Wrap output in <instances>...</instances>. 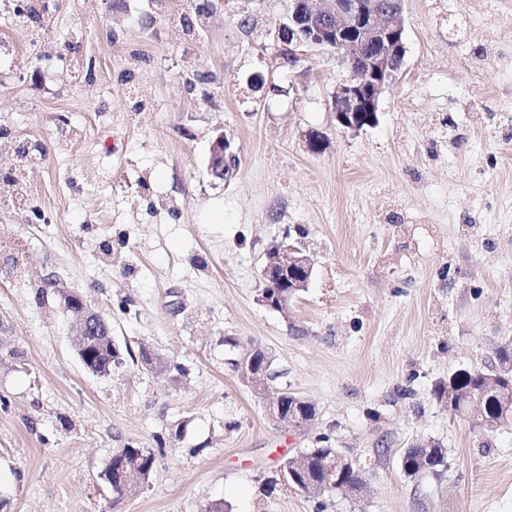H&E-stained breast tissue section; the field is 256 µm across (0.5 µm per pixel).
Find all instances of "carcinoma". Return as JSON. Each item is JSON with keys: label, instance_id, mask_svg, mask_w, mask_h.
I'll return each instance as SVG.
<instances>
[{"label": "carcinoma", "instance_id": "cac0c4a2", "mask_svg": "<svg viewBox=\"0 0 512 512\" xmlns=\"http://www.w3.org/2000/svg\"><path fill=\"white\" fill-rule=\"evenodd\" d=\"M487 372L481 368H464L453 372L448 380L436 384L433 393L438 400L448 398V390L462 396H474L483 400V407L493 419H499L503 414L501 402L485 391ZM278 406L281 419L300 417L304 420L316 417V407L308 399L288 391L279 393ZM139 460L138 473L142 482L150 479L154 469V456L143 448H119L112 454L113 493H121L116 481L121 477L125 463L132 459ZM447 462V451L440 443L431 442V446L423 447L417 443L405 449L399 460V466L404 476L416 480L430 473ZM284 475V480L276 478L265 481L262 487L263 495L272 496L280 487H291L296 490L310 487L323 493L339 484H347L354 489L359 488L361 479L354 470H336V449L329 445L312 448L304 453V460L282 459L278 465Z\"/></svg>", "mask_w": 512, "mask_h": 512}]
</instances>
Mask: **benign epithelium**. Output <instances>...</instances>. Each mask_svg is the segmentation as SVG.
I'll list each match as a JSON object with an SVG mask.
<instances>
[{
    "label": "benign epithelium",
    "mask_w": 512,
    "mask_h": 512,
    "mask_svg": "<svg viewBox=\"0 0 512 512\" xmlns=\"http://www.w3.org/2000/svg\"><path fill=\"white\" fill-rule=\"evenodd\" d=\"M291 8L275 28V38L288 51L293 63L306 50L319 47L336 53L349 75L336 83L332 95V112L338 125L351 131L370 126L377 119L379 101L387 87L395 83L406 54L404 42V0H290ZM237 163L229 152V142L219 134L210 148L207 170L224 178ZM313 260L298 242H281L265 253L261 276L264 287L258 303L288 314L289 297L308 288ZM287 288L280 294L276 288ZM67 305L82 311L74 350L84 368L92 371V358L112 346L108 321L85 309L82 296L65 293ZM251 353L240 359L245 382L254 392L267 396L270 389L266 371L255 373ZM451 411L468 420L473 427L485 430L497 427L488 418L479 401L462 400Z\"/></svg>",
    "instance_id": "benign-epithelium-1"
}]
</instances>
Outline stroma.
<instances>
[{"mask_svg": "<svg viewBox=\"0 0 512 512\" xmlns=\"http://www.w3.org/2000/svg\"><path fill=\"white\" fill-rule=\"evenodd\" d=\"M22 2L0 0V175L36 148L25 205L0 196V512H512V423L433 396L512 339V0H405L401 76L357 132L331 111L335 54L284 59L288 0H221L191 33L194 0ZM285 237L313 273L283 315L256 298ZM69 290L112 325L110 375L76 355ZM253 345L315 404L307 429L241 380ZM320 436L362 490L262 499ZM428 439L447 469L404 478ZM125 447L155 467L117 495L100 473ZM229 142L224 138V134H219L213 141L210 148L207 170L210 175L224 179L228 169L237 163L236 155L227 152Z\"/></svg>", "mask_w": 512, "mask_h": 512, "instance_id": "stroma-1", "label": "stroma"}]
</instances>
